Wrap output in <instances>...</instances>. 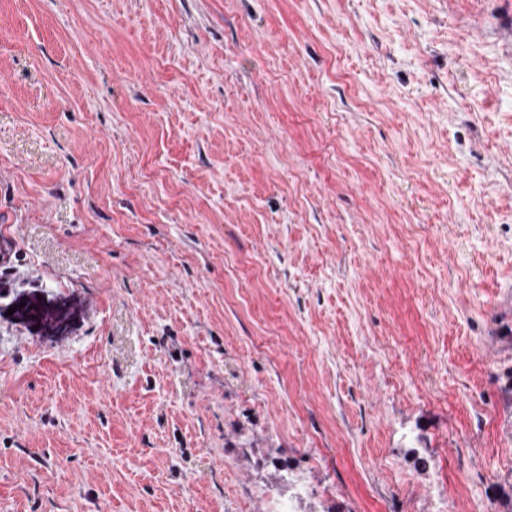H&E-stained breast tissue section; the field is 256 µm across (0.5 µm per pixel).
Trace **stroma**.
Here are the masks:
<instances>
[{"label":"stroma","instance_id":"35a3bbf8","mask_svg":"<svg viewBox=\"0 0 512 512\" xmlns=\"http://www.w3.org/2000/svg\"><path fill=\"white\" fill-rule=\"evenodd\" d=\"M512 0H0V512H512Z\"/></svg>","mask_w":512,"mask_h":512}]
</instances>
